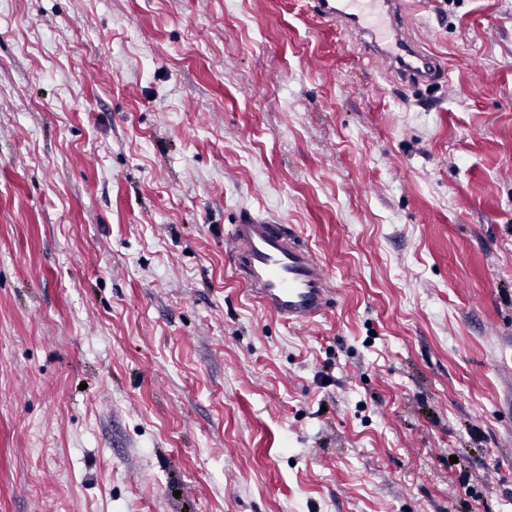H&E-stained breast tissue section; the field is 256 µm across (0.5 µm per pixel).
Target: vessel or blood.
<instances>
[{"label": "vessel or blood", "instance_id": "1", "mask_svg": "<svg viewBox=\"0 0 512 512\" xmlns=\"http://www.w3.org/2000/svg\"><path fill=\"white\" fill-rule=\"evenodd\" d=\"M311 7L321 22L361 39L368 66L393 74L404 86L441 75L438 56L405 30L404 0H311ZM224 247L237 276L270 314L297 327L327 310L332 277L287 225L244 214L231 226Z\"/></svg>", "mask_w": 512, "mask_h": 512}]
</instances>
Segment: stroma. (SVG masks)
Instances as JSON below:
<instances>
[{"mask_svg":"<svg viewBox=\"0 0 512 512\" xmlns=\"http://www.w3.org/2000/svg\"><path fill=\"white\" fill-rule=\"evenodd\" d=\"M407 22L440 82L308 0H0V512H512V0ZM237 276L270 314L305 326L329 307L332 277L285 224L244 214L225 238Z\"/></svg>","mask_w":512,"mask_h":512,"instance_id":"35a3bbf8","label":"stroma"}]
</instances>
